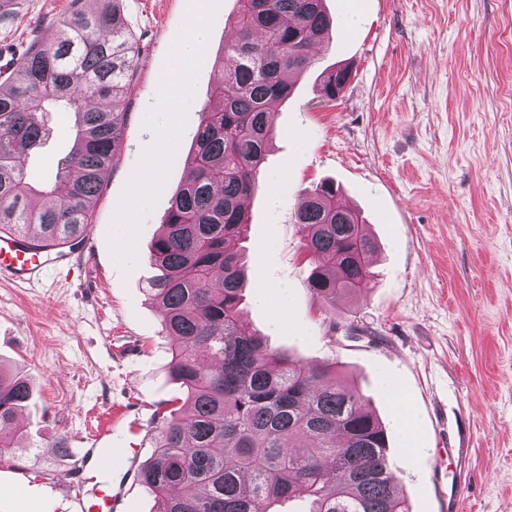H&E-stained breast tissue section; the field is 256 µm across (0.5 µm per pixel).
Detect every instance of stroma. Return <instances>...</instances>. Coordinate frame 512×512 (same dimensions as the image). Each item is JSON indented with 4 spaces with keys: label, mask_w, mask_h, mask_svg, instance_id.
<instances>
[{
    "label": "stroma",
    "mask_w": 512,
    "mask_h": 512,
    "mask_svg": "<svg viewBox=\"0 0 512 512\" xmlns=\"http://www.w3.org/2000/svg\"><path fill=\"white\" fill-rule=\"evenodd\" d=\"M0 46L49 41L74 0H21ZM335 27L277 109L265 176L248 199L245 327L309 364L334 361L390 432L391 470L411 512H512V0H325ZM235 0H123L142 54L117 109L124 140L73 262L35 286L0 281V364L21 369L33 401L0 457V512H67L83 439L111 428L115 512H154L137 479L152 455L150 419L178 397L168 342L147 294L149 246L188 171L184 159L234 34ZM208 41L178 72L189 22ZM349 67L336 100L324 69ZM191 103L174 134L155 124L167 85ZM26 168L51 177L72 144L60 118ZM157 185L136 178L156 154ZM360 210L378 250L374 288L315 300L294 213L322 180ZM270 297L260 305L259 295ZM392 376L397 395L386 393ZM412 425L403 431L398 405Z\"/></svg>",
    "instance_id": "stroma-1"
}]
</instances>
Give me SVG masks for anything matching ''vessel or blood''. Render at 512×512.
I'll use <instances>...</instances> for the list:
<instances>
[{
    "label": "vessel or blood",
    "mask_w": 512,
    "mask_h": 512,
    "mask_svg": "<svg viewBox=\"0 0 512 512\" xmlns=\"http://www.w3.org/2000/svg\"><path fill=\"white\" fill-rule=\"evenodd\" d=\"M70 260V251L34 252L24 247L20 236L0 234V280L36 284L43 281L51 267L66 265ZM73 467L80 478L64 492L70 512H112L115 497L110 430L94 433L75 458Z\"/></svg>",
    "instance_id": "b4317fda"
}]
</instances>
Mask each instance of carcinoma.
<instances>
[{
  "label": "carcinoma",
  "instance_id": "1",
  "mask_svg": "<svg viewBox=\"0 0 512 512\" xmlns=\"http://www.w3.org/2000/svg\"><path fill=\"white\" fill-rule=\"evenodd\" d=\"M122 0L74 9L53 41L12 61L0 75V233L41 251L74 248L91 224L102 175L123 139L124 113L101 108L123 97L140 56ZM234 39L225 44L213 90L221 108L202 109L185 158L187 181L174 193L148 259V282L169 339L167 372L184 402L151 418L153 454L139 471L155 512H273L301 499L308 512H409L389 470L384 425L336 363L307 365L244 330L239 242L244 202L257 187L276 105L314 61L329 34L324 0H237ZM333 100L347 67L322 72ZM73 119L74 139L54 178L41 181L21 159L49 135L51 110ZM324 181L295 212L312 263L309 288L335 304L373 285L376 251L361 214ZM32 398L30 379L0 367V458L8 429Z\"/></svg>",
  "mask_w": 512,
  "mask_h": 512
}]
</instances>
